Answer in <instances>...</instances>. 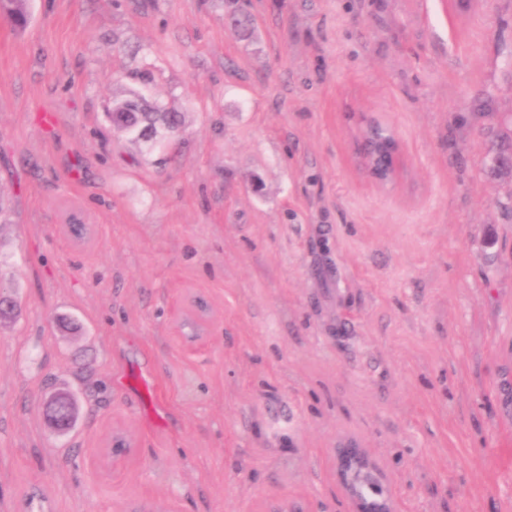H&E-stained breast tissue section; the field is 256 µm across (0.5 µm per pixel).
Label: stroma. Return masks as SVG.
Returning a JSON list of instances; mask_svg holds the SVG:
<instances>
[{
    "label": "stroma",
    "instance_id": "stroma-1",
    "mask_svg": "<svg viewBox=\"0 0 512 512\" xmlns=\"http://www.w3.org/2000/svg\"><path fill=\"white\" fill-rule=\"evenodd\" d=\"M245 7L0 16V512H344L349 444L396 512H512V0ZM134 92L180 133L116 131ZM56 396L54 397L47 405L46 407V415L48 420L51 422L54 427H56L58 430L61 431H67L69 430L74 421V409H73V402L70 396L64 395V397ZM61 402H65L64 404L68 407V415L60 419L56 415V410L58 406L61 404Z\"/></svg>",
    "mask_w": 512,
    "mask_h": 512
}]
</instances>
